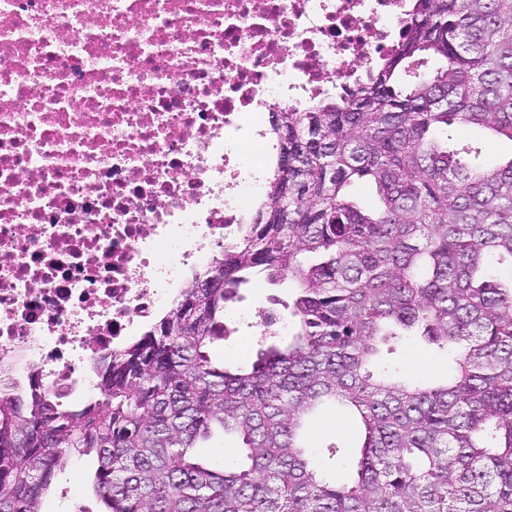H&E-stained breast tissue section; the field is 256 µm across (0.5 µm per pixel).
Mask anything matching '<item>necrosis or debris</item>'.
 Instances as JSON below:
<instances>
[{
	"instance_id": "4bbe7bcc",
	"label": "necrosis or debris",
	"mask_w": 512,
	"mask_h": 512,
	"mask_svg": "<svg viewBox=\"0 0 512 512\" xmlns=\"http://www.w3.org/2000/svg\"><path fill=\"white\" fill-rule=\"evenodd\" d=\"M412 0H0V366L72 393L263 194L266 115L353 84Z\"/></svg>"
}]
</instances>
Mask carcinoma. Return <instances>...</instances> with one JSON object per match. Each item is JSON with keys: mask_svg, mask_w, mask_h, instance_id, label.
Segmentation results:
<instances>
[{"mask_svg": "<svg viewBox=\"0 0 512 512\" xmlns=\"http://www.w3.org/2000/svg\"><path fill=\"white\" fill-rule=\"evenodd\" d=\"M452 125L512 140V0H416L356 86L271 113L256 218L97 361L95 395L0 382V512H42L77 448L97 457L99 512H512V159L448 149ZM355 181L373 205L347 193ZM253 275L294 281L291 338L217 366L209 347ZM399 329L454 355L449 380L373 370ZM338 408L363 442L331 481L304 428ZM216 430L237 438L222 464L197 454Z\"/></svg>", "mask_w": 512, "mask_h": 512, "instance_id": "carcinoma-1", "label": "carcinoma"}]
</instances>
